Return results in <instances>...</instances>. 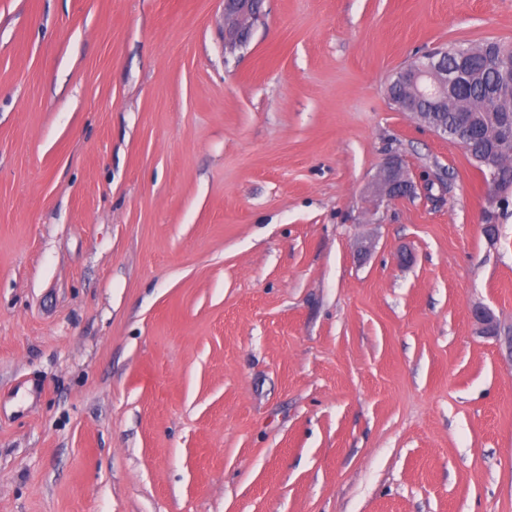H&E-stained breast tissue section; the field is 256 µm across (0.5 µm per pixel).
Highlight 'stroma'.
I'll return each mask as SVG.
<instances>
[{"instance_id":"obj_1","label":"stroma","mask_w":512,"mask_h":512,"mask_svg":"<svg viewBox=\"0 0 512 512\" xmlns=\"http://www.w3.org/2000/svg\"><path fill=\"white\" fill-rule=\"evenodd\" d=\"M222 9L0 0V512H512V205L387 95L512 0ZM224 40L244 42L252 33L260 14L258 4L261 0H222ZM416 181L398 158H391L382 166L376 184L379 200H394L415 192Z\"/></svg>"}]
</instances>
